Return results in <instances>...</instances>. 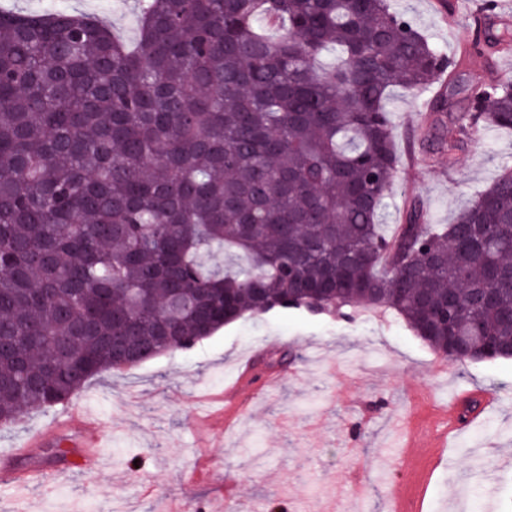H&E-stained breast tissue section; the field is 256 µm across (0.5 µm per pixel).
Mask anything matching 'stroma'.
<instances>
[{
	"instance_id": "obj_1",
	"label": "stroma",
	"mask_w": 512,
	"mask_h": 512,
	"mask_svg": "<svg viewBox=\"0 0 512 512\" xmlns=\"http://www.w3.org/2000/svg\"><path fill=\"white\" fill-rule=\"evenodd\" d=\"M446 17L439 0H395L449 58L472 39L471 15L480 0H454ZM62 7L107 20L125 37L135 34L134 0H62ZM393 90L400 173L388 201L384 229L393 232L405 198L421 203L430 223H451L457 209L512 165V133L484 131L459 152L454 166L411 149L430 96ZM264 369L281 380L251 412L224 427L220 396L241 363L259 347ZM435 353L388 310L346 307L330 313L283 309L241 319L196 344L113 372L74 397L89 407L106 437V464L90 472L79 462L77 438L65 436L18 458L39 470L18 485L0 476V512H164L181 501L199 512L225 497L228 512H319L341 492L344 476L363 467L354 512H388L403 474L396 466L399 421L431 436L424 422L455 391L496 395L499 407L476 426L448 439V460L429 482L428 512H512V358L447 362L434 371ZM62 407L32 411L0 430V454L50 426ZM137 466H130V459Z\"/></svg>"
}]
</instances>
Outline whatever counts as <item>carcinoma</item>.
<instances>
[{"label": "carcinoma", "mask_w": 512, "mask_h": 512, "mask_svg": "<svg viewBox=\"0 0 512 512\" xmlns=\"http://www.w3.org/2000/svg\"><path fill=\"white\" fill-rule=\"evenodd\" d=\"M512 31L487 32L491 56ZM392 0H139L130 45L84 14L0 9V428L275 309H390L512 348V167L428 224H380L391 91L448 74L424 149L512 129V79L464 83Z\"/></svg>", "instance_id": "obj_1"}]
</instances>
